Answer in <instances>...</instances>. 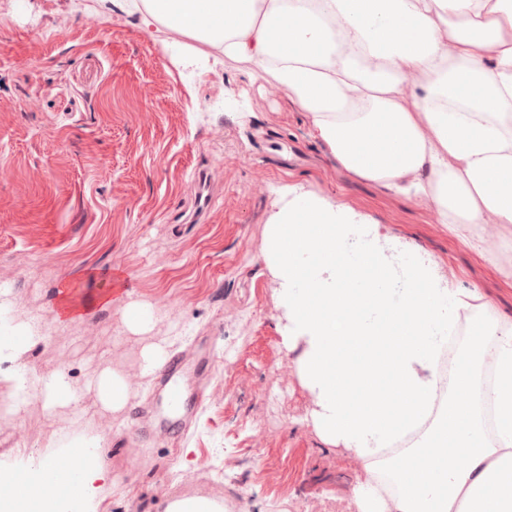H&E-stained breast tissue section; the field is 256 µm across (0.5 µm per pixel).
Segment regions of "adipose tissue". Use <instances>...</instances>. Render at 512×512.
I'll list each match as a JSON object with an SVG mask.
<instances>
[{
    "label": "adipose tissue",
    "mask_w": 512,
    "mask_h": 512,
    "mask_svg": "<svg viewBox=\"0 0 512 512\" xmlns=\"http://www.w3.org/2000/svg\"><path fill=\"white\" fill-rule=\"evenodd\" d=\"M144 27L165 28L244 62L286 93L308 135L356 178L431 208L448 226H512V0H113ZM269 225L263 260L287 322L289 348L315 406L321 439L364 464L359 512H512V320L476 290H457L393 252L377 225L295 184ZM480 311L437 423L397 459L392 501L374 485L376 454L433 413L435 362L464 311ZM0 388L12 411L29 388L21 361L40 334L0 302ZM491 364L498 423L485 435L475 402ZM122 413L132 388L105 368L89 383ZM107 440L82 433L50 454L0 461V480L25 470H77L48 512H98L112 479Z\"/></svg>",
    "instance_id": "ef3b65f1"
}]
</instances>
